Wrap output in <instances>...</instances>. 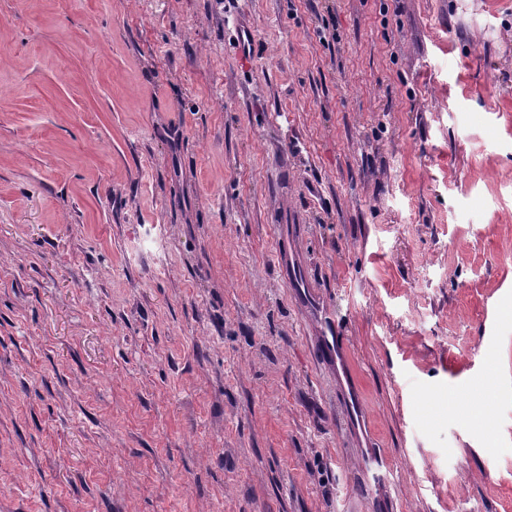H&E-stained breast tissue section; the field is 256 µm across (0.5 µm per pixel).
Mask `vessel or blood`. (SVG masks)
<instances>
[{
  "mask_svg": "<svg viewBox=\"0 0 512 512\" xmlns=\"http://www.w3.org/2000/svg\"><path fill=\"white\" fill-rule=\"evenodd\" d=\"M277 263L295 300L305 307L309 319L317 328V354L324 362L335 368L338 381L345 386L344 398L352 420L359 424L363 423L364 410L358 388L348 383V377L352 373L350 349L341 334L339 312L309 278L306 265L300 259L297 250L279 252ZM495 375L493 365H484L461 394L464 406L468 407L487 399L494 388Z\"/></svg>",
  "mask_w": 512,
  "mask_h": 512,
  "instance_id": "1",
  "label": "vessel or blood"
}]
</instances>
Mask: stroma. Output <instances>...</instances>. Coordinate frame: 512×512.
<instances>
[{
    "label": "stroma",
    "instance_id": "1",
    "mask_svg": "<svg viewBox=\"0 0 512 512\" xmlns=\"http://www.w3.org/2000/svg\"><path fill=\"white\" fill-rule=\"evenodd\" d=\"M0 512H512V0H0ZM277 263L281 267L285 282L292 294L307 310L309 319L317 327L318 346L316 353L322 360L336 368L337 380L343 385L346 406L357 425L364 422L363 404L358 387L348 381L353 379L350 349L341 334V315L336 307L323 296L309 278L306 265L298 255L297 248L289 251L278 249ZM346 385V387L344 386ZM495 375L496 370L494 366L485 364L481 372L468 383L461 393L462 408L487 399L494 388Z\"/></svg>",
    "mask_w": 512,
    "mask_h": 512
}]
</instances>
